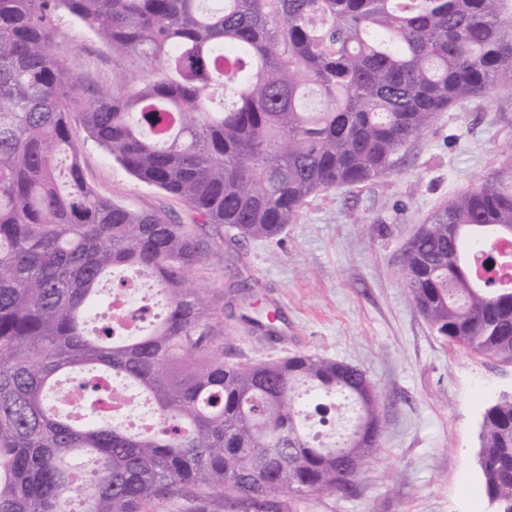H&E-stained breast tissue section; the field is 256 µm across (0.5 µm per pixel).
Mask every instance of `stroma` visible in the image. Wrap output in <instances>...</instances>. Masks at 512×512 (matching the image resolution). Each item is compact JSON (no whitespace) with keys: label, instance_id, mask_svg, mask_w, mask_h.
<instances>
[{"label":"stroma","instance_id":"35a3bbf8","mask_svg":"<svg viewBox=\"0 0 512 512\" xmlns=\"http://www.w3.org/2000/svg\"><path fill=\"white\" fill-rule=\"evenodd\" d=\"M54 51L87 78L111 81L112 52L82 22L57 21ZM72 137L87 182L140 210H160L194 233L222 229L194 222L179 199L145 185L81 126ZM512 159V88L440 113L390 170L360 184L311 196L280 239L224 242L199 287L223 292L230 272L259 283L258 301L278 307L283 338L260 344L243 324L224 321V341L250 358L316 353L355 365L386 408L376 458L353 498L308 497L295 512H488L476 465L485 409L512 392V366L455 349L416 311L401 279L402 252L420 224L456 195Z\"/></svg>","mask_w":512,"mask_h":512}]
</instances>
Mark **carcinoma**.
I'll return each instance as SVG.
<instances>
[{
  "label": "carcinoma",
  "instance_id": "carcinoma-1",
  "mask_svg": "<svg viewBox=\"0 0 512 512\" xmlns=\"http://www.w3.org/2000/svg\"><path fill=\"white\" fill-rule=\"evenodd\" d=\"M61 12L112 51V83L54 54ZM506 85L512 0H0V512H293L356 496L385 425L352 365L224 346L221 297L193 280L217 242L95 192L72 121L242 242L281 235L311 195L376 176L438 113ZM510 228L508 163L420 225L401 277L438 336L512 364V255L501 275L474 266ZM118 268L153 282L161 312L136 336L110 321L90 335ZM255 287L230 282L238 319L275 342ZM101 378L155 421L102 415ZM477 465L512 512V397L485 410Z\"/></svg>",
  "mask_w": 512,
  "mask_h": 512
}]
</instances>
